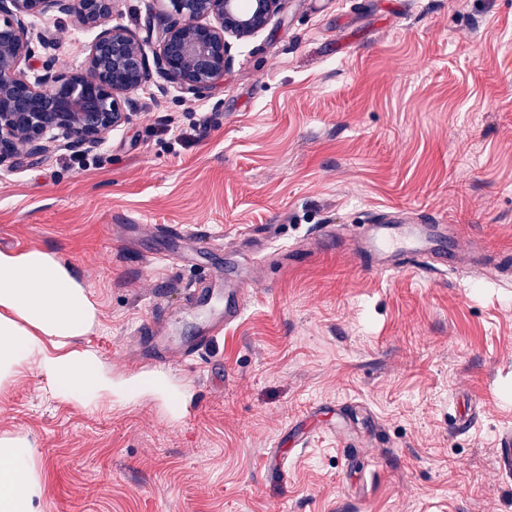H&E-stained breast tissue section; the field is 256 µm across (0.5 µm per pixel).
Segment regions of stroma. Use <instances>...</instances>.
I'll list each match as a JSON object with an SVG mask.
<instances>
[{
    "label": "stroma",
    "instance_id": "1",
    "mask_svg": "<svg viewBox=\"0 0 512 512\" xmlns=\"http://www.w3.org/2000/svg\"><path fill=\"white\" fill-rule=\"evenodd\" d=\"M164 9L118 0L112 21L140 34ZM47 30L61 67H83L92 31L60 13L34 20ZM233 54L203 95L157 81L83 164L59 142L0 168V250L71 266L99 308L77 344L116 376L153 309L179 311L178 342L215 310L180 297L227 240L285 251L316 225L401 206L512 250V0H290ZM160 120L208 131L186 144ZM163 224L201 236L195 263L157 260ZM261 270L206 360L171 371L180 416L149 396L57 398L32 364L0 391V435L35 446L41 512H512L495 458L512 428V281L368 275L330 250ZM462 391L481 416L455 433ZM315 405L329 430L269 469Z\"/></svg>",
    "mask_w": 512,
    "mask_h": 512
}]
</instances>
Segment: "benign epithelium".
<instances>
[{"label": "benign epithelium", "instance_id": "7a95c632", "mask_svg": "<svg viewBox=\"0 0 512 512\" xmlns=\"http://www.w3.org/2000/svg\"><path fill=\"white\" fill-rule=\"evenodd\" d=\"M288 0H168L146 36L111 23L114 0H0V165L62 139L76 154L130 123L138 95L162 79L193 95L224 78L233 41L264 30ZM58 12L96 30L82 70L37 58L54 36H29V19Z\"/></svg>", "mask_w": 512, "mask_h": 512}]
</instances>
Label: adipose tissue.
Segmentation results:
<instances>
[{
  "instance_id": "1",
  "label": "adipose tissue",
  "mask_w": 512,
  "mask_h": 512,
  "mask_svg": "<svg viewBox=\"0 0 512 512\" xmlns=\"http://www.w3.org/2000/svg\"><path fill=\"white\" fill-rule=\"evenodd\" d=\"M98 304L89 287L55 253L38 248L0 251V387L35 364L52 395L87 407L126 403L148 393L167 407L183 393L163 373L116 379L97 354L76 347L96 325ZM32 442L0 435V512H40L41 477Z\"/></svg>"
}]
</instances>
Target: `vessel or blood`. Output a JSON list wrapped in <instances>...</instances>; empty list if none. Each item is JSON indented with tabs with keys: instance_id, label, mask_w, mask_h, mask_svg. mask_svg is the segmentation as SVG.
Returning <instances> with one entry per match:
<instances>
[{
	"instance_id": "b4317fda",
	"label": "vessel or blood",
	"mask_w": 512,
	"mask_h": 512,
	"mask_svg": "<svg viewBox=\"0 0 512 512\" xmlns=\"http://www.w3.org/2000/svg\"><path fill=\"white\" fill-rule=\"evenodd\" d=\"M171 248L166 259L177 263L189 261L198 238L183 225L168 224L158 230ZM311 246L333 245L353 258L362 270L392 275L410 269L425 272L445 268L493 265L501 273L512 272V254L493 248L486 238L467 235L454 224L432 215L410 216L407 209L392 207L378 212L366 224L349 227L343 224L319 225L308 237ZM247 249L239 241L224 247L225 263L188 290L189 302L202 298L223 300V311L205 318L191 341L175 343L164 336V316L154 315L136 326L124 345L126 356L150 365L152 370L166 371L176 366L190 367L203 361L214 337L224 328L237 323L248 307L253 283L246 281L237 263ZM500 475L512 476V429L502 430L496 450Z\"/></svg>"
}]
</instances>
